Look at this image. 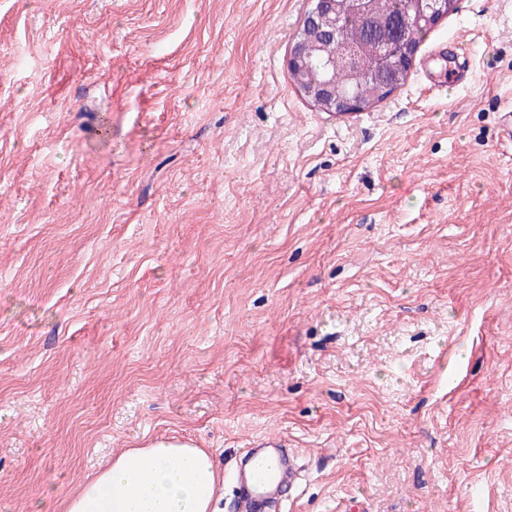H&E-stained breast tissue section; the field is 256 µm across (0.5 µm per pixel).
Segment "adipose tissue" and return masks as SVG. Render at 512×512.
Instances as JSON below:
<instances>
[{"label":"adipose tissue","mask_w":512,"mask_h":512,"mask_svg":"<svg viewBox=\"0 0 512 512\" xmlns=\"http://www.w3.org/2000/svg\"><path fill=\"white\" fill-rule=\"evenodd\" d=\"M219 483L208 453L159 440L113 457L66 501L64 512H218Z\"/></svg>","instance_id":"1"}]
</instances>
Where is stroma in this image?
<instances>
[{"mask_svg":"<svg viewBox=\"0 0 512 512\" xmlns=\"http://www.w3.org/2000/svg\"><path fill=\"white\" fill-rule=\"evenodd\" d=\"M310 8L0 0V512L171 437L282 439L277 512H512V0L344 121Z\"/></svg>","mask_w":512,"mask_h":512,"instance_id":"obj_1","label":"stroma"}]
</instances>
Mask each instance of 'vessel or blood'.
I'll return each instance as SVG.
<instances>
[{
  "label": "vessel or blood",
  "mask_w": 512,
  "mask_h": 512,
  "mask_svg": "<svg viewBox=\"0 0 512 512\" xmlns=\"http://www.w3.org/2000/svg\"><path fill=\"white\" fill-rule=\"evenodd\" d=\"M243 468L234 471L232 481L241 490L238 512H258L270 500H284L288 488L295 486L300 472L295 469L282 441L263 439L245 451Z\"/></svg>",
  "instance_id": "obj_1"
}]
</instances>
